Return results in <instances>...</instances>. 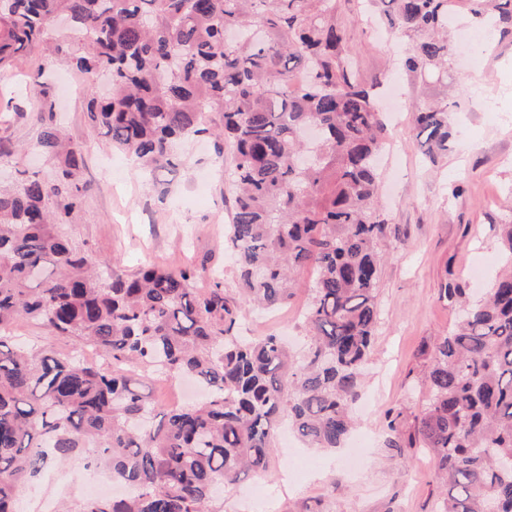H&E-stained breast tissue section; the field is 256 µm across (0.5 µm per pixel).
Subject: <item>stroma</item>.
<instances>
[{
  "label": "stroma",
  "mask_w": 512,
  "mask_h": 512,
  "mask_svg": "<svg viewBox=\"0 0 512 512\" xmlns=\"http://www.w3.org/2000/svg\"><path fill=\"white\" fill-rule=\"evenodd\" d=\"M373 12L369 0H336L352 68L388 110L381 200L389 230L377 289L380 323L353 430L366 445L306 448L281 433L262 476L248 475L225 487L223 512H433L435 507L438 485L428 455L420 448L388 447L382 432L390 410L400 413L403 426H412L420 348L453 326L455 311L440 301L441 285L451 280L481 292L501 262L494 227L512 220V40L476 54L459 50L451 82L462 96L452 115L460 143L431 168L419 151L412 114L440 88L402 69L407 40L383 33ZM72 76L65 57L47 60L36 50L0 77V113L10 115L8 123H0V177L55 175V161L37 149V91L46 87L63 132L86 147L87 189L65 227L73 243L120 274L145 264L191 265L207 277L220 271L226 295L238 300L224 238L232 150H225L218 166L212 142H186L187 165L170 174L172 191L159 197L134 163L89 125L86 93L65 89ZM313 277L312 268L299 272V286L280 313L243 309L238 332L283 336L295 350H304L303 312ZM55 472L64 476L65 489L45 482L24 490L18 512H39L48 497L83 499L82 467L70 461Z\"/></svg>",
  "instance_id": "stroma-1"
}]
</instances>
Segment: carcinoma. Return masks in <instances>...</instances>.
I'll return each instance as SVG.
<instances>
[{"mask_svg": "<svg viewBox=\"0 0 512 512\" xmlns=\"http://www.w3.org/2000/svg\"><path fill=\"white\" fill-rule=\"evenodd\" d=\"M410 42L406 71L448 82V22L466 7L502 39L512 0H374ZM68 52L89 92L87 117L159 193L182 165L178 144L208 135L234 150L233 252L242 304L191 267L109 273L62 230L80 207L84 147L64 138L43 104L39 146L57 163L0 184V512L20 487L80 456L128 493L61 512H221L224 486L267 468L286 420L310 448L348 436L361 371L379 320L376 292L388 215L379 204L386 124L356 78L336 0H0V74L33 47ZM451 96L413 112L425 162L457 138ZM506 268L486 295L445 283L453 327L424 343L422 400L412 430L386 414L392 448L436 461L435 512H512V222L495 227ZM315 268L304 319L307 351L237 335L241 305L288 304L294 274ZM28 320L93 347L103 367L16 341ZM206 390L163 408L130 368Z\"/></svg>", "mask_w": 512, "mask_h": 512, "instance_id": "carcinoma-1", "label": "carcinoma"}]
</instances>
